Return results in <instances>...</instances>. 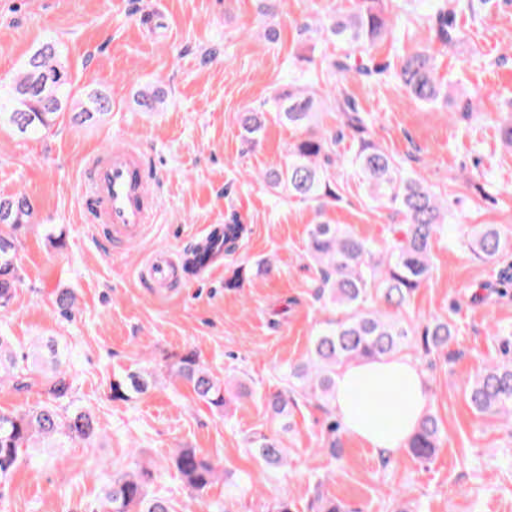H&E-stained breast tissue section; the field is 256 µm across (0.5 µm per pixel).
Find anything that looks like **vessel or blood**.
Returning a JSON list of instances; mask_svg holds the SVG:
<instances>
[{"instance_id":"vessel-or-blood-1","label":"vessel or blood","mask_w":512,"mask_h":512,"mask_svg":"<svg viewBox=\"0 0 512 512\" xmlns=\"http://www.w3.org/2000/svg\"><path fill=\"white\" fill-rule=\"evenodd\" d=\"M85 201L92 223L104 225L113 240L125 246L140 241L156 205L143 158L126 146L107 149L92 158L87 167ZM223 235V225L204 226L198 239L209 248L194 256L196 274L213 272L218 255L224 252ZM144 274L156 287H168L176 277L170 253L154 252Z\"/></svg>"}]
</instances>
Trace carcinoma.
<instances>
[{
    "label": "carcinoma",
    "instance_id": "obj_1",
    "mask_svg": "<svg viewBox=\"0 0 512 512\" xmlns=\"http://www.w3.org/2000/svg\"><path fill=\"white\" fill-rule=\"evenodd\" d=\"M452 2L453 7L443 2L435 11L439 35L450 44L465 37L462 30L453 27L455 13L474 10L472 0ZM393 29L384 0H361L354 10L337 12L316 28L301 25L299 32L306 48L299 58L314 64L334 84L351 72L368 77L389 76L416 102L434 105L448 101V83L439 76L436 57L429 46L416 47L394 67L376 62L375 46L391 36ZM319 41L339 45L342 53L316 54ZM72 89L71 75L58 44L44 42L12 80L6 103H0V120L6 118L19 133L33 136L54 126L66 112L75 123L112 112L108 95L95 91L82 98L72 94ZM164 100L162 90L143 89L137 93L135 104L141 112H158ZM322 106L321 96L314 88L293 83L273 96L271 107L276 118L299 135L288 148V160L261 175L269 190L311 202L320 215L340 199L331 168L341 158L337 150L340 137L320 125ZM334 108L352 139L348 163L360 176L369 199L395 209L403 216V224L384 258L376 257L365 240L338 224L320 219L309 226L306 251L319 273L316 297L326 305L345 309L347 316L340 322L328 323L312 339L307 360L289 372L287 388L265 395L266 412L274 419L288 416L289 404L296 403L298 397L333 400L336 373L351 362L393 358L406 349L429 354L446 348L453 336V326L445 319L431 320L418 333L373 306L380 302L401 310L428 279L432 245L445 231L448 207L441 204L425 178L407 171L371 138L368 119L349 98H334ZM265 121L262 112H243L242 137L257 142ZM33 214L34 206L27 194L0 197V307L10 304L20 284L17 240ZM468 248L477 258L490 260L508 248V243L497 225L482 224L472 231ZM252 272L265 273L267 266L259 263L254 270L240 266L224 281V287H243ZM169 370L186 381L199 399L217 410L224 408V379L206 367L195 351L176 355ZM157 382L155 371L148 366L128 371L112 380L111 398L127 402L147 393ZM5 383L16 391L40 385L46 400L21 412H0L1 483L29 449L44 441L54 444L65 438L91 444L98 437L99 426L92 411L70 401L75 379L61 367L53 341L20 355L9 338L0 335V385ZM469 399L481 414L511 415L512 360L479 369L470 385ZM438 435V419L425 414L409 452L417 458L430 459L438 448ZM250 444L253 455L265 467L287 462L288 449L275 433H256ZM172 466L185 487L198 494L224 474L217 462L194 448L179 449ZM100 480L102 496L91 512H178L173 498L149 490L151 470L139 462L105 471Z\"/></svg>",
    "mask_w": 512,
    "mask_h": 512
}]
</instances>
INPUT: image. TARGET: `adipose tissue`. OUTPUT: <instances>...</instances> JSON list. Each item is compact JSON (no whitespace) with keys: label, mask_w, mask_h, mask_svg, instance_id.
I'll return each instance as SVG.
<instances>
[{"label":"adipose tissue","mask_w":512,"mask_h":512,"mask_svg":"<svg viewBox=\"0 0 512 512\" xmlns=\"http://www.w3.org/2000/svg\"><path fill=\"white\" fill-rule=\"evenodd\" d=\"M430 402L427 382L405 357L361 360L336 376L332 409L344 432L383 457L407 449Z\"/></svg>","instance_id":"ef3b65f1"}]
</instances>
